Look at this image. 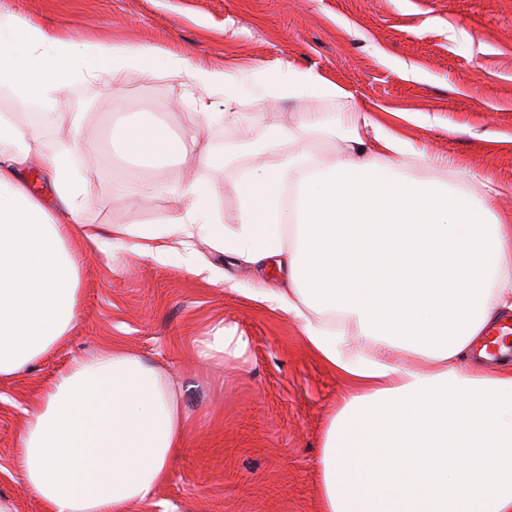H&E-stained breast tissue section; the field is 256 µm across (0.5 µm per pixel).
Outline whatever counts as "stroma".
<instances>
[{
    "label": "stroma",
    "mask_w": 512,
    "mask_h": 512,
    "mask_svg": "<svg viewBox=\"0 0 512 512\" xmlns=\"http://www.w3.org/2000/svg\"><path fill=\"white\" fill-rule=\"evenodd\" d=\"M16 16L59 39L145 43L214 69L249 74L259 63L312 69L352 92L360 108L381 114L423 148L425 177L447 178V165L500 188L496 212L512 216V0H0ZM245 120L204 126L208 164L187 152L184 172L211 189L226 229L239 223L235 186L256 149L278 124L297 127L305 102H269L252 84ZM121 111L182 132L196 119L195 102L224 109V92L199 91L184 78L147 80L123 72L112 87L75 78L65 93L78 107L79 135L101 138ZM94 205L86 221L103 227L133 221L161 225L168 197L144 199L130 212L111 191L113 178L135 165L78 161ZM82 254L77 318L69 334L29 368L0 377V512H46L22 488L16 465L26 413L40 385L75 360L116 342L160 371L174 386L190 438L172 462L155 504L134 512H320L317 461L343 385L307 347L299 323L256 303L257 278L277 286L280 272L257 274L205 243L198 251L242 285L235 292L179 263L117 247L100 252L73 239ZM249 341L239 359L206 360L202 343L220 327Z\"/></svg>",
    "instance_id": "obj_1"
}]
</instances>
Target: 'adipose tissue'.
I'll use <instances>...</instances> for the list:
<instances>
[{
    "label": "adipose tissue",
    "instance_id": "adipose-tissue-1",
    "mask_svg": "<svg viewBox=\"0 0 512 512\" xmlns=\"http://www.w3.org/2000/svg\"><path fill=\"white\" fill-rule=\"evenodd\" d=\"M186 77L226 93L223 119H245L241 75L135 43L58 41L41 28L0 18V87L16 109L59 100L75 73L111 85L125 69ZM251 81L271 100H324L302 130L341 141L320 159L304 148L256 150L237 188L239 224L225 230L207 185L177 182L165 228L85 222L91 206L74 171L93 143L70 138L44 149L63 116L19 122L0 113V376L20 372L68 336L77 318L80 262L74 233L105 248L179 258L187 269L237 289L202 259L194 240L235 263L284 271L253 300L298 321L309 349L346 385L318 466L321 512H512V348L493 331L512 320V221L489 205L498 186L463 169L422 180L426 152L354 96L310 69L256 65ZM109 147L141 166L165 168L197 144L162 123L119 117ZM51 191V202L39 185ZM393 234L409 303L390 314L376 301L368 250ZM188 428L160 372L120 345L72 363L44 386L19 437L25 491L49 512H130L152 503ZM480 482L465 479L471 460Z\"/></svg>",
    "mask_w": 512,
    "mask_h": 512
}]
</instances>
